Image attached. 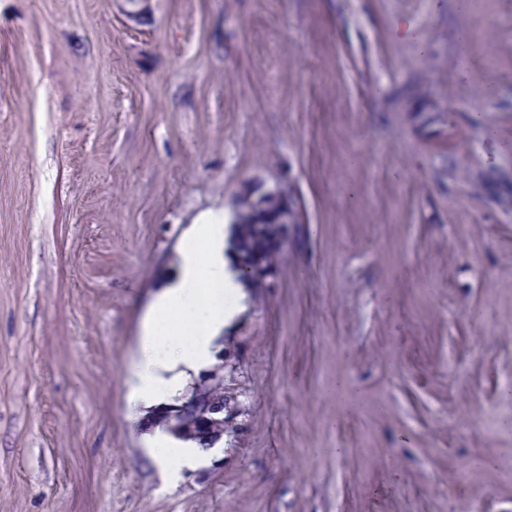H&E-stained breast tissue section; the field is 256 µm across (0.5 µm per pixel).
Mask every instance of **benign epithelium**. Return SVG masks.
Wrapping results in <instances>:
<instances>
[{
	"label": "benign epithelium",
	"mask_w": 512,
	"mask_h": 512,
	"mask_svg": "<svg viewBox=\"0 0 512 512\" xmlns=\"http://www.w3.org/2000/svg\"><path fill=\"white\" fill-rule=\"evenodd\" d=\"M131 21H139L149 9L150 0H113ZM252 211L261 218L273 216L279 226L275 237H267L261 224H243L240 216ZM297 216L288 204V193L282 189L259 197L239 196L235 203L228 244L230 255L247 271L243 284L248 288H268L278 276L276 257L288 242V225ZM240 363L235 352L219 349L214 360L202 368L195 386L188 388L175 402L146 419L153 426L163 423L180 437L194 438L203 445L224 439V422H234L241 414V404L248 393L238 383Z\"/></svg>",
	"instance_id": "7a95c632"
}]
</instances>
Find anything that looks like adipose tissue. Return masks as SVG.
I'll use <instances>...</instances> for the list:
<instances>
[{"label":"adipose tissue","mask_w":512,"mask_h":512,"mask_svg":"<svg viewBox=\"0 0 512 512\" xmlns=\"http://www.w3.org/2000/svg\"><path fill=\"white\" fill-rule=\"evenodd\" d=\"M205 280L216 288L212 300L204 304L199 291ZM239 295L237 273L225 258L224 217L203 214L182 252L177 279L157 296L143 324L139 353L130 370V411L155 407L163 395L175 392L181 383L177 367L194 370L210 361L214 340L235 314L227 301ZM148 441L154 461L164 469L192 467L205 457L196 443L176 439L159 426Z\"/></svg>","instance_id":"1"}]
</instances>
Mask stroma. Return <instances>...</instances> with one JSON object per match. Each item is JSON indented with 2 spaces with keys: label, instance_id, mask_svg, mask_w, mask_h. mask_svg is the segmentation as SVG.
Wrapping results in <instances>:
<instances>
[{
  "label": "stroma",
  "instance_id": "1",
  "mask_svg": "<svg viewBox=\"0 0 512 512\" xmlns=\"http://www.w3.org/2000/svg\"><path fill=\"white\" fill-rule=\"evenodd\" d=\"M415 37L397 36L401 21ZM288 184L168 481L130 365L194 220ZM512 512V0H0V512ZM240 373L237 354L231 350L224 354L222 347L215 352L214 360L199 371L195 386L188 388L174 403L164 404L159 412L146 419V424L152 427L163 423L173 434L194 438L206 447L208 442L214 446L224 440L225 432L237 440L241 423L229 426L224 422L236 421L241 414L242 401L248 397L245 387L238 383ZM227 378L235 387L224 399L223 391L228 390L226 384L224 387Z\"/></svg>",
  "mask_w": 512,
  "mask_h": 512
}]
</instances>
